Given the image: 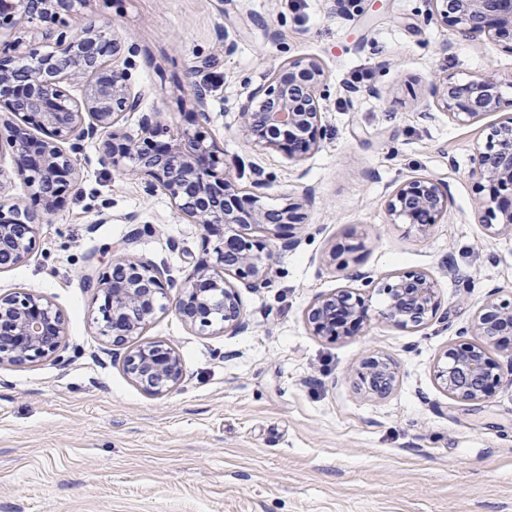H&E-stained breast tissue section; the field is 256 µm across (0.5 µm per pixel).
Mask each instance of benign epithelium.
<instances>
[{
    "mask_svg": "<svg viewBox=\"0 0 512 512\" xmlns=\"http://www.w3.org/2000/svg\"><path fill=\"white\" fill-rule=\"evenodd\" d=\"M430 19L454 28L473 42H503L512 50V0H429ZM77 0H0V23L30 20L43 15L74 11ZM119 47L108 25L89 21L79 32L45 33L41 41L18 54L0 52V139L11 149L13 168L0 170L5 181L21 182L30 198L43 205L35 209L11 203L3 215L0 202V270L22 262L35 242V226L72 186L79 185L74 155L93 139L100 141L99 164L124 167L146 178L150 193L162 189L180 213L203 231L205 258L184 280L167 276L156 264L125 253L115 254L112 274L87 280L101 294L102 334L125 343L140 334L157 312L159 303L172 298L176 314L188 325L204 330L216 322L222 330L243 326L239 287L265 288L271 283L272 250L268 243L249 235L254 227L277 239L296 225L301 204H311L307 192L302 203L265 211L257 205L264 183L254 191L239 187L230 175L236 167L226 163L214 143L201 132L182 131L166 142L155 140L157 113L142 111L143 94L134 91L126 69L106 60ZM85 80L81 102L71 101L65 85ZM325 70L315 58L293 59L275 69L267 82L238 104L241 130L262 151H283L300 162L317 152L323 139L325 115L322 87ZM192 96L196 120L210 122L207 94L195 87ZM423 116L432 117L431 105L448 111L457 123L473 122L490 112L503 113L489 134L485 149L473 155L472 175L488 183L489 198L479 202L484 226L512 229V99H504L501 81L473 74L464 83L446 75L430 79L423 89ZM127 112L141 113L139 133L123 130ZM39 127L35 138L18 121ZM448 187L437 179L420 176L400 183L390 194L386 209L394 223L424 229L448 214ZM496 223H491V220ZM232 272L241 285L231 283ZM387 298L381 316L404 327L429 323L440 307L437 281L426 272L389 276L378 286ZM341 313L351 326L368 317L365 300L350 288L319 297L306 310L307 323L318 336L348 333ZM474 339L448 347L436 377L457 402L474 403L488 396L504 372L512 373V349L505 360L490 350L512 335V302L490 299L473 316L461 334ZM65 336L64 319L47 299L30 292L0 295V364H21L53 354ZM127 374L146 392L162 394L178 388L184 377L179 354L170 346L144 344L125 359ZM369 390L385 393L396 381L395 369L383 358L369 357L358 372Z\"/></svg>",
    "mask_w": 512,
    "mask_h": 512,
    "instance_id": "obj_1",
    "label": "benign epithelium"
}]
</instances>
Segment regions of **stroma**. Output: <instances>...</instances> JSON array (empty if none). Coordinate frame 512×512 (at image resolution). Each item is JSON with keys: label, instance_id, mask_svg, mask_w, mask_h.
<instances>
[{"label": "stroma", "instance_id": "stroma-1", "mask_svg": "<svg viewBox=\"0 0 512 512\" xmlns=\"http://www.w3.org/2000/svg\"><path fill=\"white\" fill-rule=\"evenodd\" d=\"M111 22L137 54H117L143 108L175 133L208 89L204 132L240 159L241 186L266 178L264 209L299 202V246L271 241L269 287L241 289L244 329L227 333L158 312L141 335L101 333L99 276L114 249L183 279L202 257L201 232L164 192L77 157L81 184L38 225L24 262L0 272V294L32 291L58 308L64 344L53 356L0 365V512H512V374L490 397L451 400L435 374L457 332L489 296L512 299V232L489 233L475 213L486 182L471 174L499 114L469 124L420 114L437 74H495L512 98V51L471 42L428 20L427 0H88L78 32ZM232 52H225V41ZM317 58L327 78L326 132L302 162L255 150L238 104L282 61ZM370 73L355 99L343 91ZM379 88L372 96L370 88ZM446 183L447 215L427 231L390 223L386 200L402 181ZM456 267L467 285L448 277ZM425 271L441 307L422 328L382 319L384 297L361 288L369 320L333 340L305 321L319 296L347 287L350 270ZM173 347L184 378L169 393L142 390L124 359L142 343ZM390 360L392 391L358 382L362 361Z\"/></svg>", "mask_w": 512, "mask_h": 512}]
</instances>
